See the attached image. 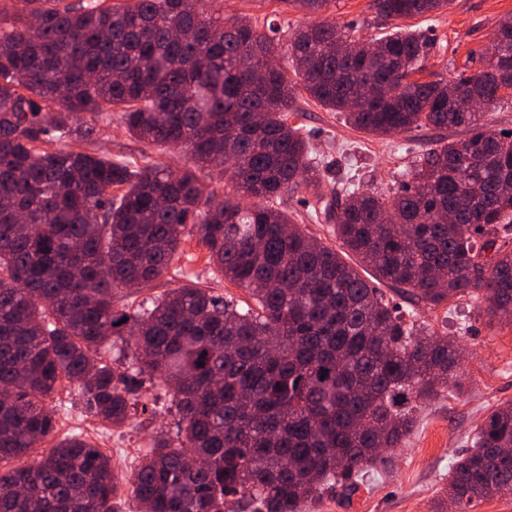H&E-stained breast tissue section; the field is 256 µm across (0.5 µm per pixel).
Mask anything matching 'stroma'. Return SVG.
<instances>
[{
	"mask_svg": "<svg viewBox=\"0 0 512 512\" xmlns=\"http://www.w3.org/2000/svg\"><path fill=\"white\" fill-rule=\"evenodd\" d=\"M216 7L225 17H244L258 31L272 32L276 60L286 76H293L288 34L308 23L309 15L283 0H217ZM510 16L512 0H452L434 13L394 21L377 15L373 0H329L322 14L325 21L350 25L353 34L365 40L397 30L421 35L427 43V60L419 78L445 84L460 74L485 68V51L494 26ZM290 111L289 120L308 138L311 156L326 186L348 178L384 195L398 190L429 143L465 136L460 129L441 132L425 127L397 135H369L353 129L342 113L323 108L299 87L293 91ZM119 115V110H112L93 138L75 142V149L141 166L159 163L174 171L191 166L190 156L181 149L148 146L133 138ZM313 203L311 193L302 189L283 194L274 206L325 244L337 246L332 225L314 219ZM181 250L168 274L150 288L128 296L130 306L162 296L190 280L236 304L248 302L244 290L209 266L206 250L195 235L185 236ZM379 289L417 323L456 339L462 350L457 373L466 389L461 393L448 389L427 403L418 413L410 438L386 452L384 466L353 494L337 491L310 504L306 512H453L446 499L453 461L470 448L478 426L491 411L512 404V315L491 321L469 300L453 299L433 309L387 284H380ZM143 394L149 413L115 428L88 414L77 388L66 385L47 400L56 412L58 431L42 443V451L53 448L60 437L80 433L111 457L116 473H131L152 437L161 431L176 434L179 420V411L161 383L145 385Z\"/></svg>",
	"mask_w": 512,
	"mask_h": 512,
	"instance_id": "1",
	"label": "stroma"
}]
</instances>
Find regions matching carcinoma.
Returning <instances> with one entry per match:
<instances>
[{
  "label": "carcinoma",
  "instance_id": "carcinoma-1",
  "mask_svg": "<svg viewBox=\"0 0 512 512\" xmlns=\"http://www.w3.org/2000/svg\"><path fill=\"white\" fill-rule=\"evenodd\" d=\"M210 0H23L0 5V512H305L356 487L413 431L418 406L454 378L457 343L397 314L335 249L266 201L305 187L341 247L412 300L512 308V131L493 133L482 104L512 91V17L494 29L491 70L448 88L412 76L421 37L373 41L326 21L296 31L288 53L305 91L348 124L386 136L462 127L424 152L394 196L348 183L327 193L270 38ZM311 14L326 0H282ZM451 0H375L377 14L433 13ZM138 140L183 147L202 167L231 162L243 205L190 169L140 167L76 151L110 106ZM78 112L91 120L77 122ZM117 194H112V191ZM240 308L193 283L134 310L125 291L164 277L187 226ZM129 373L105 359L112 337ZM176 402L177 436L156 434L131 475L80 435L47 453L45 400L79 384L85 410L114 427L146 411L142 384ZM461 512L512 495V404L477 428L453 464Z\"/></svg>",
  "mask_w": 512,
  "mask_h": 512
}]
</instances>
